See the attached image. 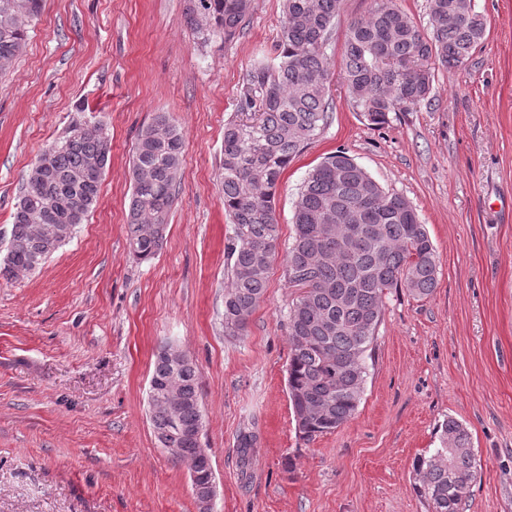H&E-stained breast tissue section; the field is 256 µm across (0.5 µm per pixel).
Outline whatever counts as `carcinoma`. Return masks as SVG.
<instances>
[{
    "mask_svg": "<svg viewBox=\"0 0 512 512\" xmlns=\"http://www.w3.org/2000/svg\"><path fill=\"white\" fill-rule=\"evenodd\" d=\"M186 18L207 43L229 39L246 23L252 0H186ZM341 0H283L284 20L276 55L247 74L239 116L224 124V211L232 224L225 249L231 280L224 292V332L242 336L263 299L279 241L275 192L288 163L330 121V74L326 49ZM205 11L211 27L196 28ZM429 30L394 0H376L365 19L349 24L343 51V82L368 125L381 127L392 112L430 101L436 71L462 66L485 37L486 21L474 0H427ZM42 0H0V72L24 43L27 25ZM60 150L46 183L23 181L12 213L11 239L27 244L8 249L0 262L7 282L38 269L59 246L39 238L36 216L51 198L60 202L55 224L78 226L99 201L101 182L88 183L89 159L109 158L110 142L99 125L80 132L71 124L57 138ZM184 136L170 118L157 114L141 130L131 157L132 194L127 215L130 252L139 261L163 248L168 217L178 194ZM360 224L363 237L336 243L325 217ZM295 236L284 258V275L298 295L289 307L288 397L296 433L306 442L347 422L362 399L365 357L375 340L383 296L404 288L418 298L437 283L435 250L426 225L404 196L383 189L344 151L309 171L294 203ZM172 361L157 353L151 381L157 397L169 392L180 403L173 412L149 408L154 433L168 435L169 453L197 458L205 472L208 449L196 433L204 425L200 374L183 351ZM417 491L427 512H463L475 478L476 458L467 428L456 418L442 424L440 446L415 460Z\"/></svg>",
    "mask_w": 512,
    "mask_h": 512,
    "instance_id": "1",
    "label": "carcinoma"
}]
</instances>
